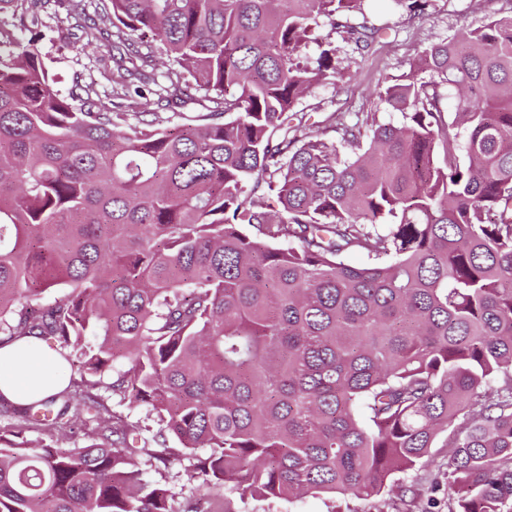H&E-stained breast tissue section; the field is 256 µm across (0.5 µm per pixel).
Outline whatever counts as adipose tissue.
Masks as SVG:
<instances>
[{
  "mask_svg": "<svg viewBox=\"0 0 512 512\" xmlns=\"http://www.w3.org/2000/svg\"><path fill=\"white\" fill-rule=\"evenodd\" d=\"M63 362L37 337H25L0 347V396L18 405L47 398L64 388Z\"/></svg>",
  "mask_w": 512,
  "mask_h": 512,
  "instance_id": "1",
  "label": "adipose tissue"
}]
</instances>
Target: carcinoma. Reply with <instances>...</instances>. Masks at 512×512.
I'll list each match as a JSON object with an SVG mask.
<instances>
[{"instance_id":"carcinoma-1","label":"carcinoma","mask_w":512,"mask_h":512,"mask_svg":"<svg viewBox=\"0 0 512 512\" xmlns=\"http://www.w3.org/2000/svg\"><path fill=\"white\" fill-rule=\"evenodd\" d=\"M48 2L0 0V339L77 374L0 426V512H200L144 455L262 500L375 497L446 431L448 512H512V15L425 49L379 95L406 122L345 126L343 157L293 108L330 76L313 28L376 39L364 0H100L102 27L69 0L115 97L172 110L195 82L206 113L170 129L59 93L23 38Z\"/></svg>"}]
</instances>
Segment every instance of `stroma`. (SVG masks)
Here are the masks:
<instances>
[{
	"label": "stroma",
	"instance_id": "1",
	"mask_svg": "<svg viewBox=\"0 0 512 512\" xmlns=\"http://www.w3.org/2000/svg\"><path fill=\"white\" fill-rule=\"evenodd\" d=\"M494 12L512 15V0H419L415 8L409 0H366L363 12L350 13L349 19L354 24L373 25L380 33L362 54L341 35L329 34L324 27L315 29L305 54L314 59L321 49L333 48L335 74L315 84L296 105L306 115L308 133L341 139V131L327 129L324 123L327 113L338 110L346 111L350 122L360 117L377 123L402 124L401 112L382 103L379 90L394 83L425 48L482 25ZM65 15L64 6L49 5L36 29L35 44L55 76L57 89L65 96L75 84L81 83L92 86L99 96H111L112 60L108 47L85 50L73 44L62 22ZM447 467L448 451L438 445L431 450L427 470L398 475L396 487L377 498L322 496L263 501L231 491L212 500L210 509L224 512L229 505L234 512H400L401 489L413 485L417 488V497L411 505L413 512H424L431 499L436 502L435 512H446L447 485L430 489L425 473Z\"/></svg>",
	"mask_w": 512,
	"mask_h": 512
}]
</instances>
